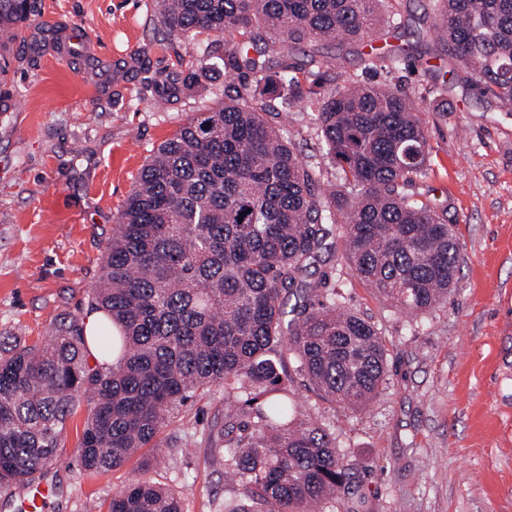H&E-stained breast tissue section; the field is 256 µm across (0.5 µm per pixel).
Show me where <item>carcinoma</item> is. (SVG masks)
I'll return each instance as SVG.
<instances>
[{"label": "carcinoma", "instance_id": "cac0c4a2", "mask_svg": "<svg viewBox=\"0 0 512 512\" xmlns=\"http://www.w3.org/2000/svg\"><path fill=\"white\" fill-rule=\"evenodd\" d=\"M397 2L153 0L166 33L201 48L198 71L220 65L229 82L153 153L112 227L93 290L105 314L94 342L112 363L88 365L78 318L41 347L0 348V485H27L55 463L82 397L91 408L79 461L105 473L159 447L168 414L222 384L219 444L242 489L224 512H327L352 465L333 432L299 413L286 360L318 398L356 410L379 395L388 359L377 328L307 269L340 227L352 275L423 313L447 301L460 261L453 227L420 191L429 144L415 100L314 55L308 69L296 61L303 43H373ZM424 2L470 85L512 114V0ZM36 12V0H0V31ZM211 33L230 44L224 54L197 42ZM369 61L393 69L420 58L397 47ZM151 82L162 99L181 91L174 72ZM292 110L311 116L334 187L282 135ZM108 512L182 508L139 480Z\"/></svg>", "mask_w": 512, "mask_h": 512}]
</instances>
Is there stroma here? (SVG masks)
I'll list each match as a JSON object with an SVG mask.
<instances>
[{"mask_svg": "<svg viewBox=\"0 0 512 512\" xmlns=\"http://www.w3.org/2000/svg\"><path fill=\"white\" fill-rule=\"evenodd\" d=\"M398 25H378L377 45L412 46L448 63L421 0H400ZM81 39L66 59L59 33ZM8 83L0 82V341L43 345L60 323L85 317L118 211L156 148L198 109L224 70L153 106L155 72L182 69L152 0H39L17 28ZM318 59L405 88L431 146L426 181L454 224L461 257L447 305L407 313L352 276L341 236L312 264L346 309L374 323L388 350V381L366 408L349 411L297 387L296 400L336 433L353 466L334 512H512V115L467 87L456 68L433 109L431 74L366 72L362 47L321 43ZM67 421L46 512H107L115 494L147 477L172 490L183 512H224L240 490L224 473L217 435L224 389L196 394L159 436L120 469L89 473L76 448L89 416Z\"/></svg>", "mask_w": 512, "mask_h": 512, "instance_id": "obj_1", "label": "stroma"}]
</instances>
